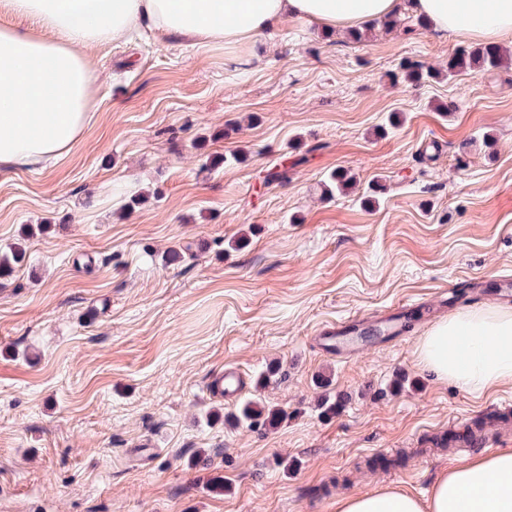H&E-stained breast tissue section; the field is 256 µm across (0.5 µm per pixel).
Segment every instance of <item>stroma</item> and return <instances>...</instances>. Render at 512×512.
I'll use <instances>...</instances> for the list:
<instances>
[{"instance_id":"1","label":"stroma","mask_w":512,"mask_h":512,"mask_svg":"<svg viewBox=\"0 0 512 512\" xmlns=\"http://www.w3.org/2000/svg\"><path fill=\"white\" fill-rule=\"evenodd\" d=\"M264 41L239 69L222 46L149 32L98 47L83 140L53 168L0 172V246L46 227L0 278V512H334L388 487L422 499L475 454L433 453L431 435L512 412V382L473 394L418 360L437 322L494 301L444 305L441 290L512 276V63L414 85L390 78L402 60L441 71L463 40L376 29L349 43L285 22ZM336 169L356 185L324 196ZM131 195L142 203L121 214ZM403 302L408 332L347 359L316 348L339 321ZM227 364L253 382L276 367L257 394L287 420L224 423L237 406L206 380ZM320 373L345 400L329 419ZM382 452L396 467L372 468Z\"/></svg>"}]
</instances>
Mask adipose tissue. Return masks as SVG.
Returning <instances> with one entry per match:
<instances>
[{
	"label": "adipose tissue",
	"mask_w": 512,
	"mask_h": 512,
	"mask_svg": "<svg viewBox=\"0 0 512 512\" xmlns=\"http://www.w3.org/2000/svg\"><path fill=\"white\" fill-rule=\"evenodd\" d=\"M411 9L438 33L512 44V0H0V170L50 167L83 138L97 106L99 45L150 29L174 39L263 51L285 20L331 30ZM424 368L482 394L512 382V310L488 305L442 321L418 348ZM336 512H512V449L454 464L427 500L396 488L346 496Z\"/></svg>",
	"instance_id": "adipose-tissue-1"
}]
</instances>
